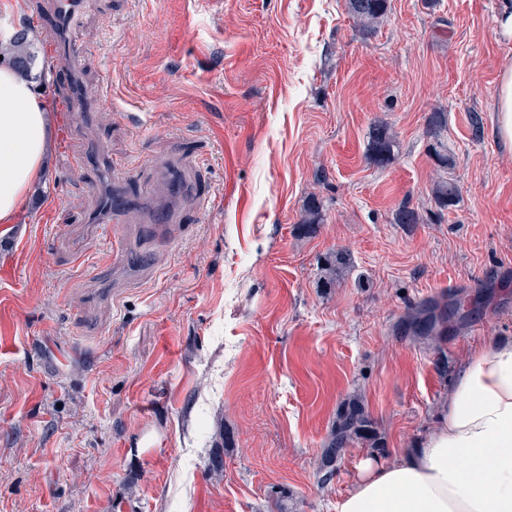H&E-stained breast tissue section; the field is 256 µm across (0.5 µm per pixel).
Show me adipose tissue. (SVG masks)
I'll return each instance as SVG.
<instances>
[{
  "label": "adipose tissue",
  "instance_id": "1",
  "mask_svg": "<svg viewBox=\"0 0 512 512\" xmlns=\"http://www.w3.org/2000/svg\"><path fill=\"white\" fill-rule=\"evenodd\" d=\"M51 137L32 82L0 65L1 224L43 176ZM336 512H512V343L474 346L418 447L390 463L364 461Z\"/></svg>",
  "mask_w": 512,
  "mask_h": 512
}]
</instances>
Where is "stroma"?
<instances>
[{
    "instance_id": "obj_1",
    "label": "stroma",
    "mask_w": 512,
    "mask_h": 512,
    "mask_svg": "<svg viewBox=\"0 0 512 512\" xmlns=\"http://www.w3.org/2000/svg\"><path fill=\"white\" fill-rule=\"evenodd\" d=\"M53 2L0 0L31 25L54 132L0 224V512H336L363 460L425 437L474 343L512 341L501 0H389L367 38L348 0H86L76 72ZM176 160L200 199L177 239L138 208L100 223L103 162L147 187ZM442 176L460 197L438 218ZM405 203L428 223H394ZM443 293L478 311L438 353L403 322ZM355 396L375 440L325 464ZM495 112V134L501 142L512 147V64L501 70ZM371 159L377 165L384 166L393 154V140L386 126L378 125L372 130L369 141Z\"/></svg>"
}]
</instances>
